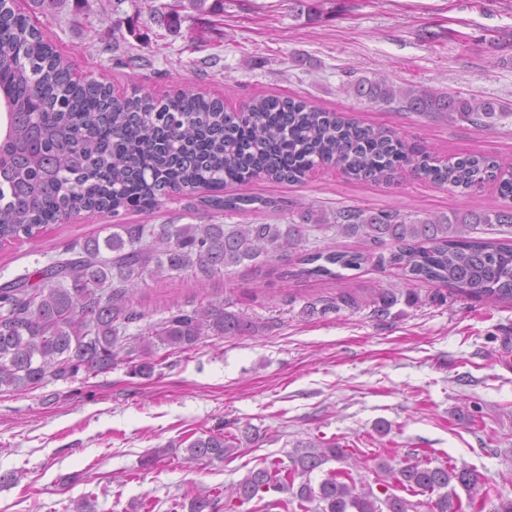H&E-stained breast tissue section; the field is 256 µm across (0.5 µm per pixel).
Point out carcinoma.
Wrapping results in <instances>:
<instances>
[{
  "label": "carcinoma",
  "instance_id": "cac0c4a2",
  "mask_svg": "<svg viewBox=\"0 0 512 512\" xmlns=\"http://www.w3.org/2000/svg\"><path fill=\"white\" fill-rule=\"evenodd\" d=\"M356 96L376 105L398 104L413 112L441 115L484 127L512 119L494 103L428 89H395L385 79L362 77L350 84ZM0 92L7 115L6 146L0 152V244L33 240L43 228L70 215L146 209L170 193L207 188L209 203L226 212H257L276 201L217 195L227 184L256 177L298 182L314 166L334 163L356 179L387 181L403 165L438 185L470 190L484 184L512 196V172L495 159L470 154L444 165L415 152L398 136L347 120L303 100L264 96L248 105L252 119L235 121L217 99L184 91L164 99L134 95L114 99L96 83H77L71 65L39 29L0 0ZM318 224L367 244L395 245L377 266H395L410 280L435 283L475 299L512 302V240L471 236L477 224H512V211L451 215L336 211L333 217L305 211L289 224H126L104 239L70 247L30 283L25 275L0 286V390L27 391L50 380L66 381L110 369L126 351L135 355L134 374L153 375L155 347L189 349L203 336H256L264 325L226 310L216 298L179 309L140 334L126 349L128 327L145 314L130 295L148 278L187 271L204 278L232 274L261 257H296L297 279L334 280L332 270L358 269L360 251L306 252L310 225ZM230 432H204L187 446L186 462L223 461L240 448ZM352 453L334 443L309 446L290 458L263 461L224 496L198 493L172 510L236 512L235 504L265 502L264 512H485L492 494L478 474L430 459L399 468L379 466L383 488L357 490L349 469H331L314 487L310 474ZM463 488L461 499L456 487ZM426 496L411 501L407 496Z\"/></svg>",
  "mask_w": 512,
  "mask_h": 512
}]
</instances>
